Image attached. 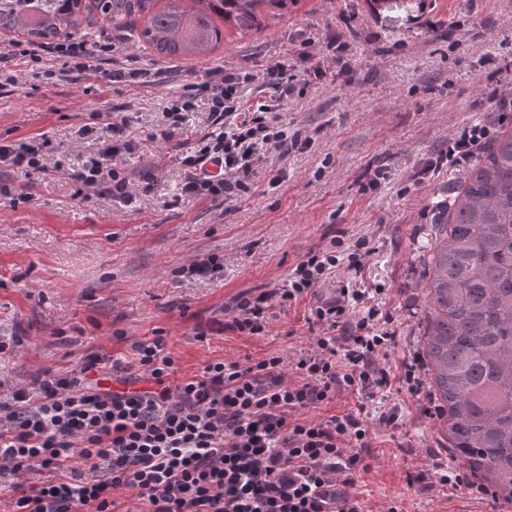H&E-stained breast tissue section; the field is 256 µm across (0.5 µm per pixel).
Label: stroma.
<instances>
[{"label":"stroma","instance_id":"35a3bbf8","mask_svg":"<svg viewBox=\"0 0 512 512\" xmlns=\"http://www.w3.org/2000/svg\"><path fill=\"white\" fill-rule=\"evenodd\" d=\"M258 27L225 25L224 39L190 61L155 56L128 44L105 21L93 41L113 43L99 71L71 79L57 61H22L0 88V143L46 136L44 168L24 175L0 168V393L27 386L45 370L79 369L86 355L126 359L136 340L166 336L182 372L216 359L267 354L292 361L323 326L310 309L332 300L339 281L366 289L353 316L375 310L389 338L374 356L391 382L357 394L339 391L322 415L353 410L370 433V468L360 490L368 512H512L479 493L473 480L443 483L461 466L440 444L422 360L424 325L417 308L424 285L433 205L463 176L460 167L426 172L428 162L465 126L495 121L493 95L512 89V0H296L288 11L261 8ZM332 63L305 99L280 112L310 142L275 153L258 168V187L226 203L181 191L185 155L209 120L190 113L184 131L151 139L159 112L214 63L250 75L249 103L273 97L260 77L279 60L300 68L288 49L298 31ZM158 72L155 84L118 79L114 70ZM98 112L128 122L134 144L119 159L132 202L79 187L73 173L97 141L74 132ZM377 189L362 186L376 168ZM282 170L279 187L268 188ZM29 194L9 204L7 194ZM361 240L360 273L339 269L314 293L275 308L266 335L229 327L242 296L285 287L311 250ZM224 258L220 277L193 279L180 269L210 255ZM205 331L209 339L195 335Z\"/></svg>","mask_w":512,"mask_h":512}]
</instances>
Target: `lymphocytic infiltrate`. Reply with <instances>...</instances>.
<instances>
[{
  "instance_id": "lymphocytic-infiltrate-1",
  "label": "lymphocytic infiltrate",
  "mask_w": 512,
  "mask_h": 512,
  "mask_svg": "<svg viewBox=\"0 0 512 512\" xmlns=\"http://www.w3.org/2000/svg\"><path fill=\"white\" fill-rule=\"evenodd\" d=\"M312 37L299 32L294 44L305 62L293 74L285 62L267 67L265 83L280 97L304 96L326 73L323 57L310 53ZM102 46L67 39L51 45L15 43L0 52V77L13 81L11 64L50 56L70 72L99 71ZM239 74L217 66L172 97L160 114L162 136L184 129L197 105H206L211 129L183 157V193L234 202L255 191L258 165L303 141L289 134L274 106L250 109L240 94ZM123 120L81 125L77 134H102V146L83 160L78 180L111 197L130 200L129 182L118 158L131 150ZM492 128L475 123L448 139L436 164L459 165L488 143ZM50 150L46 138L29 137L0 145V165L21 172L39 170ZM359 270L360 250L337 255L311 250L279 289L290 304L338 267ZM362 292L340 286L335 300L313 311L329 329L312 350L292 362L271 353L258 360H215L198 374L179 375L177 358L164 336L137 340L131 361L106 353L86 357L80 369L43 371L25 389L0 397V503L9 512H365L358 475L369 431L352 412L314 418L337 391H361L385 384L372 355L385 338L369 318L351 320L349 299ZM270 296L239 299L230 327L265 335ZM349 325L346 347L332 331ZM118 382L115 390L101 380Z\"/></svg>"
}]
</instances>
